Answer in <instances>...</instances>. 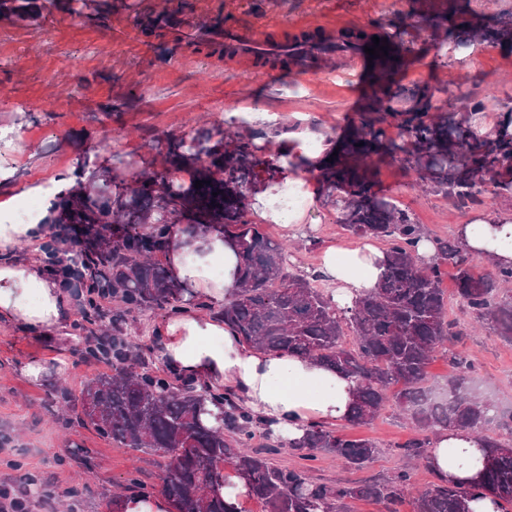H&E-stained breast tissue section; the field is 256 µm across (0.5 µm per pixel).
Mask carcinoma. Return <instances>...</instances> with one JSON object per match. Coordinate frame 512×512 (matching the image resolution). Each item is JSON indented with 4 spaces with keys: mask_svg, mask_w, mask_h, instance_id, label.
<instances>
[{
    "mask_svg": "<svg viewBox=\"0 0 512 512\" xmlns=\"http://www.w3.org/2000/svg\"><path fill=\"white\" fill-rule=\"evenodd\" d=\"M55 0H0V17L39 23ZM71 13L85 8L112 11V0H67ZM432 21L448 23L437 46L451 51L498 48L512 53V22L493 23L472 0H426ZM196 44L223 58L231 50L206 40L211 29L197 27ZM406 30L389 31L374 21L334 34L303 31L293 40L317 41L323 48L350 53L387 39L389 61L371 67L372 92L359 124L336 138L338 155L321 161L318 178L340 214L343 228L358 237L387 244V264L378 287L347 310L339 311L330 291L288 269L287 248L246 217L245 185L262 164L251 131L237 134L233 151L224 150V129L216 134L167 144L162 161L148 167L125 163L93 170L80 196L54 201L55 224L67 225L77 249L67 262L86 273L89 291L119 300L123 312L112 315V344L100 347L110 372L98 375L81 394L80 422L124 448L155 453L160 463V492L173 512H243L240 502L220 494L231 472L244 482L246 495L262 512H350L358 499H374L384 512H470L468 502L490 496L499 512H512V414L499 413L489 398L471 386L476 360L467 351L452 352L455 376L448 394L433 399L428 366L438 350L461 335L448 320L440 288L445 265L455 269V296L471 312V327L489 322L512 342V267L492 275L473 272L475 256L459 243L435 239L436 259L426 263L416 252L424 234L409 212L373 190L371 171L383 155L403 161L424 183L461 199L482 192L486 177L499 195L512 194V106L504 104L489 130L480 135L485 102L463 97L458 112L439 111L441 88H406L393 79L415 58ZM395 119L396 132L384 125ZM205 181L195 187V181ZM180 224L192 236L223 230L237 246L239 288L220 315L249 346L272 353L315 358L352 378L356 399L346 419L351 426L371 421L389 401L411 421L414 435L398 445L404 465L382 480L336 483L314 481L304 465L286 467L249 449L258 424L231 393L215 394L190 383L172 386L144 364L142 347L122 336L123 314L145 310L175 312L186 289L174 282L161 256L172 228ZM399 387L390 396L388 391ZM439 426L483 434V469L473 486L441 482L414 491V466L425 461L429 433ZM301 459L328 452L355 468L371 463L378 445L322 425L309 428L294 444Z\"/></svg>",
    "mask_w": 512,
    "mask_h": 512,
    "instance_id": "carcinoma-1",
    "label": "carcinoma"
}]
</instances>
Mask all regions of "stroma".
<instances>
[{
  "mask_svg": "<svg viewBox=\"0 0 512 512\" xmlns=\"http://www.w3.org/2000/svg\"><path fill=\"white\" fill-rule=\"evenodd\" d=\"M135 11L118 10L95 19L58 8L45 14L39 27L0 21V203L29 187L61 178L82 185L89 167H112L122 161L153 160L167 140L191 138L222 125L231 131L261 127L257 141L262 159L276 162L282 129L305 135L315 152L325 140L353 126L369 92L365 62L333 57L311 73L279 60H223L196 50L177 32H148L134 25L135 12L177 10L188 24L216 21L273 40L304 30L334 32L367 26L375 20L389 26L409 25L419 13L418 0H133ZM435 28H423L418 54L401 75L410 87L427 83L451 95L483 99L489 111L512 100V54L486 49L465 63L437 53ZM269 119L256 123L255 113ZM375 189L408 209L430 236L451 238L455 227L477 213L512 208V197L486 187L476 200L461 202L440 190L420 186L399 161L378 162ZM273 240L288 244L289 264L298 273L316 274L322 252L354 247L339 213L327 198L306 206L294 228L264 224ZM449 320L467 325L459 348L478 362L474 384L501 409L512 410V343L491 330H470L469 312L453 299L454 278L445 275ZM71 312L65 330L49 337L0 321V483L51 493L56 512H107L115 483L157 494L159 470L153 456L120 448L105 436L80 425L74 411H62L59 389L79 395L85 384L106 372L90 363L87 337L112 326L115 301L107 300L98 316L85 318V300L70 292ZM167 313L143 311L126 318L125 336L143 344L150 367L154 328ZM354 435L377 442L379 452L358 475L382 478L400 468L398 445L411 435L408 422L394 406H385ZM84 447L90 468L65 453ZM320 482L351 479L346 463L318 454L309 463Z\"/></svg>",
  "mask_w": 512,
  "mask_h": 512,
  "instance_id": "35a3bbf8",
  "label": "stroma"
}]
</instances>
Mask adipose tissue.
<instances>
[{
	"mask_svg": "<svg viewBox=\"0 0 512 512\" xmlns=\"http://www.w3.org/2000/svg\"><path fill=\"white\" fill-rule=\"evenodd\" d=\"M459 241L494 265H512V210L457 225ZM386 253L366 242L353 248L326 249L320 272L333 287L338 308L376 288ZM170 273L193 296L220 304L238 284L235 245L218 231L193 236L173 228L168 242ZM69 299L57 279L41 265L0 262V319L51 333L61 329ZM158 357L178 378L221 385L237 403L267 423L274 436L294 442L314 425L344 422L353 401L351 379L319 361L275 354L247 346L223 321L184 307L161 324ZM479 433L439 427L431 435L426 465L440 481L464 485L477 479L474 468L459 465V452H476Z\"/></svg>",
	"mask_w": 512,
	"mask_h": 512,
	"instance_id": "adipose-tissue-1",
	"label": "adipose tissue"
}]
</instances>
